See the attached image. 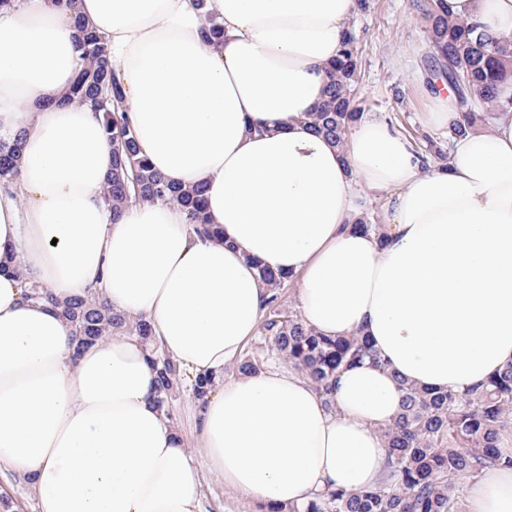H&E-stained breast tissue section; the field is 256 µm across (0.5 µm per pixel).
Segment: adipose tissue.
<instances>
[{
	"label": "adipose tissue",
	"mask_w": 512,
	"mask_h": 512,
	"mask_svg": "<svg viewBox=\"0 0 512 512\" xmlns=\"http://www.w3.org/2000/svg\"><path fill=\"white\" fill-rule=\"evenodd\" d=\"M512 40V0H447ZM103 35L153 169L204 184L217 228L175 203L112 214L102 116L56 105L79 67L71 15L53 0L0 8V136L23 135L0 191V466L40 512H201L205 474L259 512L386 476L380 433L401 381L464 391L512 361V84L490 117L422 163L409 139L361 119L343 147L309 127L357 0H77ZM224 39L203 40L205 13ZM386 191L385 234L357 228L359 185ZM297 278L307 326L367 337L380 363L340 373L335 405L293 371L224 380L267 296L258 267ZM52 301L25 298L28 283ZM96 293L147 320L197 401L203 463L156 402L149 350L114 335L83 345L60 305ZM466 512H512V469L473 480Z\"/></svg>",
	"instance_id": "ef3b65f1"
}]
</instances>
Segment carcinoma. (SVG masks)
<instances>
[{"label": "carcinoma", "mask_w": 512, "mask_h": 512, "mask_svg": "<svg viewBox=\"0 0 512 512\" xmlns=\"http://www.w3.org/2000/svg\"><path fill=\"white\" fill-rule=\"evenodd\" d=\"M426 22L428 70L455 93L457 106L470 115L493 111L498 87L512 81V45L479 30L476 25L449 16L444 0H430L423 8ZM79 33L81 64L70 90L60 102L90 103L102 113L105 133L112 140V172L103 187L112 212L131 201L175 202L189 214L194 231L210 236L204 218L202 186L177 185L155 172L141 155L125 106L121 78L114 71L106 39L81 17H74ZM202 34L209 42L224 38V26L209 13ZM361 48L356 34L344 38L342 55L328 67L326 98L307 115L311 129L328 144L343 146L350 129L363 116L355 104L360 84ZM22 134L0 137V188L17 179ZM268 290L267 313L261 339L267 353L298 371L317 390L330 392L336 374L369 358L381 357L360 336L331 338L315 332L302 318L285 309L282 292L290 278L257 266ZM63 313L81 342L103 336H135L148 342L151 325L99 304L90 294L67 301ZM158 406L172 415L179 391L180 370L163 352L153 351ZM399 411L382 428L389 452V470L383 482L370 489L329 490L304 504L274 507L270 512H463L464 485L484 470L512 467V452L499 446L501 430L512 425V361L477 388L465 393L434 391L402 383Z\"/></svg>", "instance_id": "obj_1"}]
</instances>
